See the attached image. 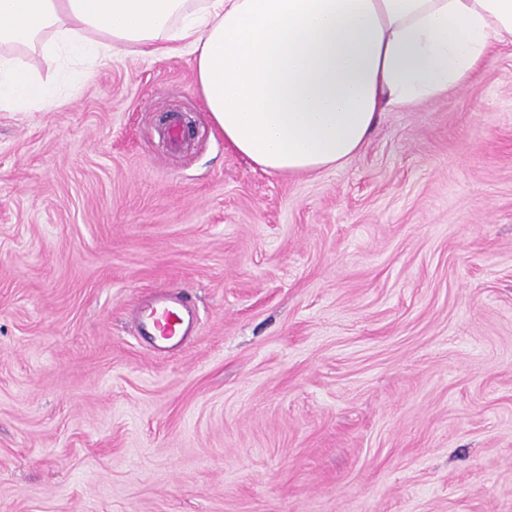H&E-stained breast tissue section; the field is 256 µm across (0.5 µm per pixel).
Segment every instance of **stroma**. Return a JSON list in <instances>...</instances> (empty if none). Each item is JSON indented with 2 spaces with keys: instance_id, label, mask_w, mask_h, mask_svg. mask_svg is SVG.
<instances>
[{
  "instance_id": "obj_1",
  "label": "stroma",
  "mask_w": 512,
  "mask_h": 512,
  "mask_svg": "<svg viewBox=\"0 0 512 512\" xmlns=\"http://www.w3.org/2000/svg\"><path fill=\"white\" fill-rule=\"evenodd\" d=\"M0 512H512V46L310 174L227 147L185 55L0 111ZM193 321V313L180 299L156 294L139 305V334L149 340L156 353L171 354Z\"/></svg>"
}]
</instances>
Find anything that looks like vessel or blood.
I'll list each match as a JSON object with an SVG mask.
<instances>
[{"label": "vessel or blood", "mask_w": 512, "mask_h": 512, "mask_svg": "<svg viewBox=\"0 0 512 512\" xmlns=\"http://www.w3.org/2000/svg\"><path fill=\"white\" fill-rule=\"evenodd\" d=\"M192 319V311L182 300L160 293L140 303L138 331L155 352L171 354L185 338Z\"/></svg>", "instance_id": "b4317fda"}]
</instances>
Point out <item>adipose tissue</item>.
<instances>
[{"label":"adipose tissue","instance_id":"ef3b65f1","mask_svg":"<svg viewBox=\"0 0 512 512\" xmlns=\"http://www.w3.org/2000/svg\"><path fill=\"white\" fill-rule=\"evenodd\" d=\"M512 45V0H0V111H41L114 52L191 56L225 142L278 175L342 166L382 112L464 86Z\"/></svg>","mask_w":512,"mask_h":512}]
</instances>
